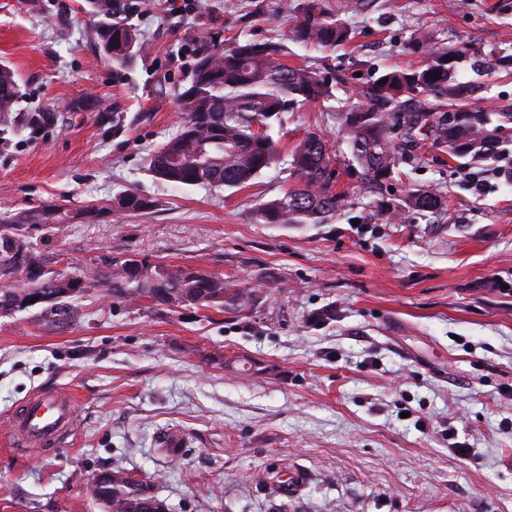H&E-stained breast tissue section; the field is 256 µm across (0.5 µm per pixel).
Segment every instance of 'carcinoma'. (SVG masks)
<instances>
[{
    "label": "carcinoma",
    "mask_w": 512,
    "mask_h": 512,
    "mask_svg": "<svg viewBox=\"0 0 512 512\" xmlns=\"http://www.w3.org/2000/svg\"><path fill=\"white\" fill-rule=\"evenodd\" d=\"M293 20L291 40L305 46L330 48L353 38L347 22L328 11L324 0L289 3ZM96 36L101 50L112 47L109 58L123 63L144 50L126 27L103 24ZM411 48L426 56L421 66L393 67L355 91V102L336 112L341 138L348 144L360 178V190L372 193L402 173L407 156L393 131L403 141H428L446 148L458 159L477 160L498 148L497 130L512 123V107L496 113L473 108L482 86L457 77L456 64L469 55L464 43L449 45L420 31ZM284 45L236 39L216 44L198 56L192 79L176 97L180 130L151 157L153 175L172 188L212 186L228 189L249 185L265 170L282 165L297 185L259 203L252 211L257 224H323L346 207L348 195L336 190V172L326 141L307 133L284 154L272 135L275 122L301 107L333 97L335 84L306 66L279 60ZM492 64L512 74V51L485 53ZM16 97L13 71L0 65V112L12 111ZM113 203L127 212L147 213L155 201L126 192ZM443 191L436 187L412 192L405 206L434 214L443 209ZM108 208L87 205L75 215L64 205L51 203L23 213H0V279L14 283L0 289V314L30 309L22 303L45 288H74L51 268V262L28 243V229L95 220ZM83 290L101 286L117 300L148 298L169 309L187 305L217 306L237 312L254 300L231 281L199 270L172 269L136 256L120 260L103 257L91 275L84 274ZM97 500L115 512H166L151 493L150 483L123 470H104Z\"/></svg>",
    "instance_id": "carcinoma-1"
}]
</instances>
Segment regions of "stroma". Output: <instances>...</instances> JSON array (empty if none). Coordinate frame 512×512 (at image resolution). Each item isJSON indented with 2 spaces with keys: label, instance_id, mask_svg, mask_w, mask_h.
Listing matches in <instances>:
<instances>
[{
  "label": "stroma",
  "instance_id": "35a3bbf8",
  "mask_svg": "<svg viewBox=\"0 0 512 512\" xmlns=\"http://www.w3.org/2000/svg\"><path fill=\"white\" fill-rule=\"evenodd\" d=\"M126 2L116 23L146 50L118 64L91 36L104 22L92 0H0V65L18 91L0 117V213L137 192L154 200L149 213L41 226L31 241L71 276L135 255L265 296L224 313L96 287L0 316V512H106L91 488L104 469L153 481L166 512H512V180L496 174L512 128L497 157L465 167L420 142L404 178L362 197L329 116L337 101L288 113L284 147L316 132L336 154L348 204L325 224L252 221L293 186L282 167L241 190L174 189L147 164L178 129L175 94L207 36L284 44V63L350 91L420 64L406 48L419 30L484 52L511 45L512 5L375 0L354 15L325 0L354 37L323 49L290 41L284 0H189L176 17L164 0L145 13ZM458 75L486 86L480 108L512 104V75L469 57ZM436 185L442 213L387 219L410 190ZM48 386L74 395L68 445L11 448L10 414ZM170 431L184 438L175 463L157 445Z\"/></svg>",
  "mask_w": 512,
  "mask_h": 512
}]
</instances>
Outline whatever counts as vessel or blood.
I'll list each match as a JSON object with an SVG mask.
<instances>
[{"label":"vessel or blood","mask_w":512,"mask_h":512,"mask_svg":"<svg viewBox=\"0 0 512 512\" xmlns=\"http://www.w3.org/2000/svg\"><path fill=\"white\" fill-rule=\"evenodd\" d=\"M74 396L57 388H44L19 405L8 420L13 447H62L74 423Z\"/></svg>","instance_id":"obj_1"}]
</instances>
